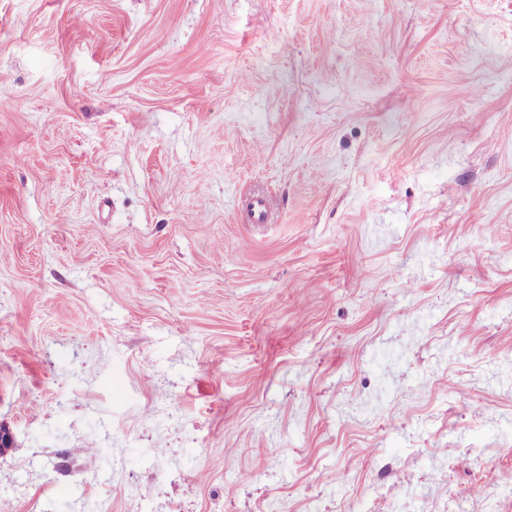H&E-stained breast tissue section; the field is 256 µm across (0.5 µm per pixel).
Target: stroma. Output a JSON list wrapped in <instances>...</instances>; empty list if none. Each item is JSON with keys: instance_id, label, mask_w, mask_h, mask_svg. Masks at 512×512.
Wrapping results in <instances>:
<instances>
[{"instance_id": "stroma-1", "label": "stroma", "mask_w": 512, "mask_h": 512, "mask_svg": "<svg viewBox=\"0 0 512 512\" xmlns=\"http://www.w3.org/2000/svg\"><path fill=\"white\" fill-rule=\"evenodd\" d=\"M0 85V512H512V0H0Z\"/></svg>"}]
</instances>
